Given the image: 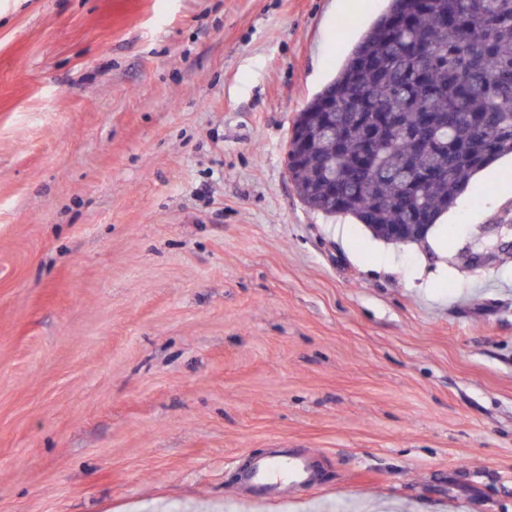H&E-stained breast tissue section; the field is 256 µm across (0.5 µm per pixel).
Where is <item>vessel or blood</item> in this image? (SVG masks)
<instances>
[{
	"mask_svg": "<svg viewBox=\"0 0 512 512\" xmlns=\"http://www.w3.org/2000/svg\"><path fill=\"white\" fill-rule=\"evenodd\" d=\"M312 459V453L300 448H273L251 463L242 480L254 488L255 502L283 505L289 489L313 483Z\"/></svg>",
	"mask_w": 512,
	"mask_h": 512,
	"instance_id": "b4317fda",
	"label": "vessel or blood"
}]
</instances>
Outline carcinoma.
<instances>
[{"label":"carcinoma","instance_id":"cac0c4a2","mask_svg":"<svg viewBox=\"0 0 512 512\" xmlns=\"http://www.w3.org/2000/svg\"><path fill=\"white\" fill-rule=\"evenodd\" d=\"M512 155V0H389L306 106L292 167L310 209L418 243Z\"/></svg>","mask_w":512,"mask_h":512}]
</instances>
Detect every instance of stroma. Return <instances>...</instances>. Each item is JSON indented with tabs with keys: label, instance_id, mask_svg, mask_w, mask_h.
<instances>
[{
	"label": "stroma",
	"instance_id": "35a3bbf8",
	"mask_svg": "<svg viewBox=\"0 0 512 512\" xmlns=\"http://www.w3.org/2000/svg\"><path fill=\"white\" fill-rule=\"evenodd\" d=\"M347 2L0 0V512H512V157L438 247L288 176ZM275 446L319 483L245 500Z\"/></svg>",
	"mask_w": 512,
	"mask_h": 512
}]
</instances>
